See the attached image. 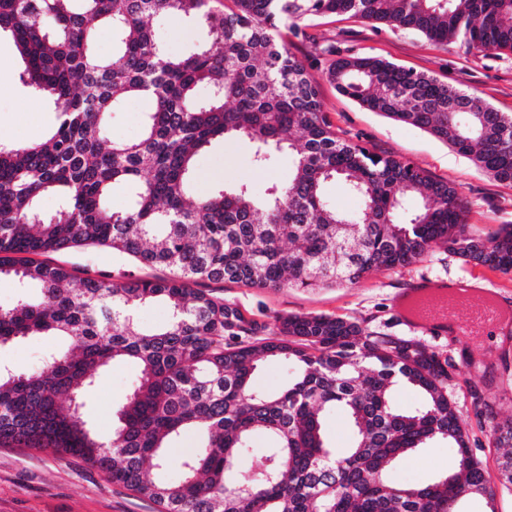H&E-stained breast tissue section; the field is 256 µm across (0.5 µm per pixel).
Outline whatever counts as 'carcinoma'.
Masks as SVG:
<instances>
[{
  "mask_svg": "<svg viewBox=\"0 0 512 512\" xmlns=\"http://www.w3.org/2000/svg\"><path fill=\"white\" fill-rule=\"evenodd\" d=\"M230 2L0 0V34L25 63L22 81L57 112L45 140L0 145V277L35 282L42 293L0 307V345L40 335L77 343L55 348L36 371L0 368V444L77 457L161 512H458L463 497L493 503L448 394L456 367L433 347L332 315L278 318L277 332L259 338L261 327L239 307L190 285L352 286L439 249L511 275L512 225L472 232L456 187L337 135L282 30L306 38L305 20L350 15L434 44L512 54V0ZM163 13L206 25L209 42L187 56L167 53L150 27ZM105 28L110 58L92 50ZM326 77L364 108L429 132L512 184V114L375 56L334 59ZM200 86L211 90L206 102L196 97ZM131 98L149 99L140 137H109L107 115ZM218 137L250 142L259 167L293 152L288 181L271 184L263 201L245 183L191 196L193 159ZM336 179L360 198L358 211L327 203L324 186ZM116 189L120 208L109 204ZM48 194L60 200L50 217L39 209ZM415 198L418 207L399 221ZM91 245L170 276L77 277L26 259ZM158 298L169 303V320L141 326L137 311ZM117 359L132 361L137 378L103 441L83 416V398ZM264 360L291 368L288 386L253 384ZM400 388L420 403L398 408ZM473 408L489 422V442L504 449L500 482L512 489V416L500 419L476 394ZM333 413L353 434L342 455L323 428ZM187 430L197 444L178 477L159 478ZM258 435L267 447L238 470ZM434 440L454 451L447 476L414 487L386 477L392 462Z\"/></svg>",
  "mask_w": 512,
  "mask_h": 512,
  "instance_id": "1",
  "label": "carcinoma"
}]
</instances>
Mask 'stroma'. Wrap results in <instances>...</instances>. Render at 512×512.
I'll list each match as a JSON object with an SVG mask.
<instances>
[{
    "label": "stroma",
    "instance_id": "1",
    "mask_svg": "<svg viewBox=\"0 0 512 512\" xmlns=\"http://www.w3.org/2000/svg\"><path fill=\"white\" fill-rule=\"evenodd\" d=\"M156 40L168 53L186 55L208 39V31L184 17L166 14L152 21ZM307 38L288 37V49L318 82L320 99L333 128L342 136L376 152L415 163L433 178L451 183L467 199L471 231L485 233L512 224V185L495 181L449 144L430 133L372 112L341 94L325 75L331 52L376 56L425 73L474 94L496 111L512 114V54L485 56L457 44L436 45L424 36L372 24L345 15L311 21ZM24 64L10 35L0 36V144L22 147L44 139L56 122L53 101L20 80ZM293 166L285 152L275 153L265 167L253 162L249 144L237 138L216 139L195 158L194 195L213 189L249 184L264 193L284 180ZM36 262L62 265L79 275L104 274L113 279L154 278L162 269L146 268L106 248L39 254ZM422 278L477 279L493 296L512 301V275L438 250L416 264L374 271L358 284L339 288H249L232 282H206L203 290L236 304L258 322L301 314L337 315L398 336H415L448 355L461 373L448 388L461 424L471 435V453L490 481L498 479L500 449L489 444L476 419L470 391L478 389L502 415L512 414V330H497L463 341L451 333L411 332L394 315L395 297ZM48 338L30 337L0 346V365L18 371L40 368L51 347ZM136 376L133 365L118 362L100 371L86 403V416L99 436L112 431V407L122 401ZM455 465L447 445L432 443L390 465L391 480L423 484L447 475ZM496 512H512V490L498 486ZM0 512H157L155 504L112 484L102 473L71 456L36 448L0 445Z\"/></svg>",
    "mask_w": 512,
    "mask_h": 512
}]
</instances>
